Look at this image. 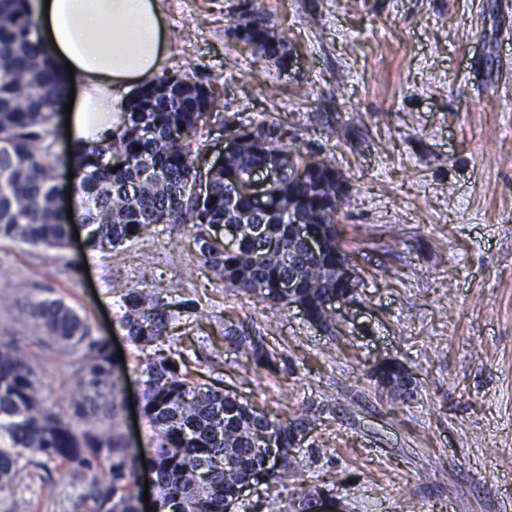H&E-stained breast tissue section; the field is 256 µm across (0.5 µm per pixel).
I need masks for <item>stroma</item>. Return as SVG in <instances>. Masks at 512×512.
<instances>
[{
	"instance_id": "35a3bbf8",
	"label": "stroma",
	"mask_w": 512,
	"mask_h": 512,
	"mask_svg": "<svg viewBox=\"0 0 512 512\" xmlns=\"http://www.w3.org/2000/svg\"><path fill=\"white\" fill-rule=\"evenodd\" d=\"M291 50L287 67L233 34L246 2ZM164 72L212 89L196 135L201 170L224 136L265 119L345 182L339 215L358 277L336 330L270 306L199 258L188 226L157 224L103 254L84 239L48 249L0 239V338L26 345L48 404L74 391L79 357L40 336L14 287L60 298L120 345L121 427L153 447L141 403L149 361L179 352L193 381L279 419L315 415L287 477L236 512H512V0H161ZM152 264H144L143 254ZM159 296L180 283L195 311L182 335L130 343L113 282ZM263 337L274 368L249 363L227 328ZM400 362L399 399L370 372ZM71 464L23 470L25 512H71Z\"/></svg>"
}]
</instances>
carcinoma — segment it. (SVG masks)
Masks as SVG:
<instances>
[{
  "label": "carcinoma",
  "instance_id": "obj_1",
  "mask_svg": "<svg viewBox=\"0 0 512 512\" xmlns=\"http://www.w3.org/2000/svg\"><path fill=\"white\" fill-rule=\"evenodd\" d=\"M243 19L239 39L287 66L288 44L272 33L263 12L249 7ZM37 28L30 0H0V238L55 249L66 245L71 227L57 205L61 160L51 141L67 85L34 38ZM216 108L205 87L162 76L133 93L127 123L112 141L75 148L73 163L83 177L72 191V211L87 226L86 245L103 252L154 224H189L198 255L224 285L273 306L302 304L312 319L333 328L336 297L345 292L336 269V255L345 254L338 224L348 202L342 177L330 164L305 159L283 142L277 126L260 121L239 128L241 146L226 160L240 182L226 180L220 166L207 172L205 189L196 190L194 139ZM275 155L288 157V172L255 200L240 183ZM293 224L322 237L323 250L308 253L292 237ZM225 225L239 230L230 247L218 236ZM289 280L296 284L290 293L282 288ZM121 308L127 337L139 347L168 335L193 306L128 288ZM26 314L47 339L83 358L78 395L56 413L45 405L25 348L0 340V512H23L19 475L30 464L76 465V512H138L137 475L145 467L157 481L156 512H227L245 478L264 472L277 480L294 465L292 449L310 418H272L183 378L171 357L147 365L142 413L158 439L151 455L134 456L118 422L119 378L108 340L60 299H29ZM224 338L247 360L273 367L261 338L233 328ZM406 376L396 361L372 369L378 385L393 393H403ZM101 415L112 423L91 424ZM267 437L283 461L275 474L273 466L262 467L258 453Z\"/></svg>",
  "mask_w": 512,
  "mask_h": 512
}]
</instances>
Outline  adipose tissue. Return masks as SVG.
Returning <instances> with one entry per match:
<instances>
[{"instance_id": "1", "label": "adipose tissue", "mask_w": 512, "mask_h": 512, "mask_svg": "<svg viewBox=\"0 0 512 512\" xmlns=\"http://www.w3.org/2000/svg\"><path fill=\"white\" fill-rule=\"evenodd\" d=\"M48 15L38 38L60 75H73L71 146L106 143L124 123L132 87L164 68L169 29L161 0H33Z\"/></svg>"}]
</instances>
